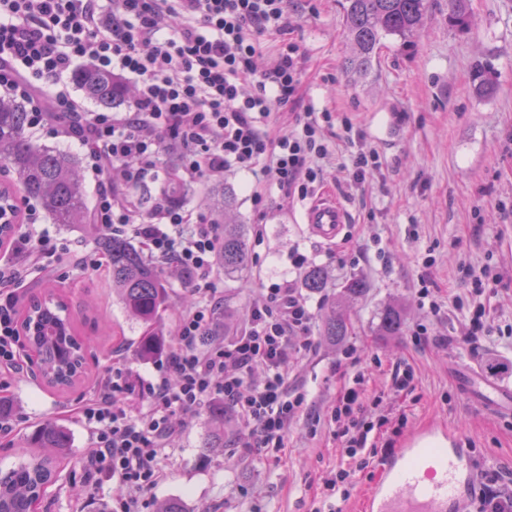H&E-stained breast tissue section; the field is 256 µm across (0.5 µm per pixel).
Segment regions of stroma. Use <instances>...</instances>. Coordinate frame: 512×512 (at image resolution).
I'll use <instances>...</instances> for the list:
<instances>
[{
  "mask_svg": "<svg viewBox=\"0 0 512 512\" xmlns=\"http://www.w3.org/2000/svg\"><path fill=\"white\" fill-rule=\"evenodd\" d=\"M472 23L460 29L448 23L446 0H433L417 35L404 42L382 39L377 65L364 76L348 71L353 52L344 33L341 0H288L292 37L305 57L302 108L329 111L324 132L333 154L323 164L319 192H333L343 204L348 224L343 234L325 242L308 231L305 202H283L270 194L262 204L251 195V178L231 173L220 182L191 189L186 206L212 215L219 224L241 225L249 238V262L235 277L217 275L215 286L233 319L229 332L250 320L263 290L283 280H299L290 253L299 250L322 267L327 286L309 295L315 316L354 276L369 283L365 297L350 306L348 344L355 358L343 361L341 347L316 336V350L289 364L288 386L317 404L320 418L300 417L287 448L262 453L236 447L241 426L229 420L225 448L205 446L210 423L206 408L174 419L177 427L167 449L158 484L143 496L144 512L179 499L185 512H312L323 481L340 463L333 439L331 401L345 371L371 373L362 394L364 418L380 435L377 456L355 473L344 512H363L375 474L392 452L418 429L442 425L467 438L478 465L477 484L485 486L493 470L512 473V412L480 408L463 386L467 373H488L492 364L510 365L512 381V0H468ZM484 64L493 83L480 94L471 78ZM362 134V145L378 152L381 167L363 184L348 186L346 165L355 151L347 131ZM490 265L499 281L482 301L498 335L473 348L466 336L473 303L463 280L465 269ZM170 303L159 325L173 338L174 325L195 292L177 269H165ZM459 307L431 315L421 306V291ZM18 311L30 299L52 292L68 304L86 357V369L71 387L53 389L29 369L0 386L9 398L15 428L0 435V471L17 460L28 434L48 420L70 434L71 446L48 487L38 512H116L119 492L108 480L88 483L82 462L92 435L78 407L92 397L114 363L150 377L156 358H142L136 346L144 331L112 292L107 268L29 270ZM404 308L402 335L377 330L385 305ZM428 343L416 344L418 328ZM413 371L410 392L384 395L395 366ZM382 406H375L376 396Z\"/></svg>",
  "mask_w": 512,
  "mask_h": 512,
  "instance_id": "stroma-1",
  "label": "stroma"
}]
</instances>
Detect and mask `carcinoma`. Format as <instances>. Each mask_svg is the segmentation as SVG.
Instances as JSON below:
<instances>
[{
	"instance_id": "obj_1",
	"label": "carcinoma",
	"mask_w": 512,
	"mask_h": 512,
	"mask_svg": "<svg viewBox=\"0 0 512 512\" xmlns=\"http://www.w3.org/2000/svg\"><path fill=\"white\" fill-rule=\"evenodd\" d=\"M430 0H344L345 34L354 49L348 70L372 71L377 51L385 36L412 37L430 12ZM448 22L467 27L470 24L466 0H448ZM75 83L87 98L103 105L130 102L127 86L91 66L78 69ZM27 111L23 103L0 98V163L24 197L35 201L55 224L66 227L89 225V209L82 186L79 163L69 155L34 143L26 133ZM100 251L109 259L114 288L124 309L146 325L138 342L143 357L158 353L164 343L156 326L159 310L167 302L162 269L148 261L143 252L120 235L95 232ZM219 257L224 275L242 273L248 265V244L240 225H224ZM303 287L311 294L326 286L325 271L316 265L305 270ZM369 290L368 282L355 276L342 287L341 298L326 317L322 333L338 344L349 335L350 316L346 301L361 298ZM26 339L40 355L42 382L51 388L73 385L76 364L82 360L83 347L75 336L68 305L60 297L48 294L32 302L25 313ZM404 326L402 307L388 304L380 313L378 330L383 336H398ZM211 430L208 447L224 449L226 410L224 402L209 405ZM31 450L22 452V460L0 476V512H31L32 503L44 487L52 483L56 463L70 447L66 429L47 422L28 439Z\"/></svg>"
}]
</instances>
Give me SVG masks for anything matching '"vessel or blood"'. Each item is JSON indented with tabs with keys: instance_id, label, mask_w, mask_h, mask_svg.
I'll use <instances>...</instances> for the list:
<instances>
[{
	"instance_id": "b4317fda",
	"label": "vessel or blood",
	"mask_w": 512,
	"mask_h": 512,
	"mask_svg": "<svg viewBox=\"0 0 512 512\" xmlns=\"http://www.w3.org/2000/svg\"><path fill=\"white\" fill-rule=\"evenodd\" d=\"M304 222L313 235L332 241L347 222L346 211L333 198L322 197L304 211ZM482 405L512 410V387L483 376L466 384ZM464 441L431 427L409 437L383 464L367 497L365 512H465L476 484L468 464Z\"/></svg>"
}]
</instances>
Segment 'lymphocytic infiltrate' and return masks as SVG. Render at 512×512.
<instances>
[{
  "mask_svg": "<svg viewBox=\"0 0 512 512\" xmlns=\"http://www.w3.org/2000/svg\"><path fill=\"white\" fill-rule=\"evenodd\" d=\"M288 0H0V91L28 106L30 131L75 140L96 179L90 223L136 238L147 257L187 271L198 298L178 317L165 365L146 378L123 366L82 410L94 436L83 468L120 488V512H142L141 495L162 473L176 413L221 400L245 426L240 448L280 449L300 416L315 418L288 387L289 360L314 349L313 312L293 283H274L245 330L201 349L215 314V257L222 234L213 219L162 190L149 209L131 188L158 177L161 150L178 158L173 187L220 181L245 171L255 201L268 182L283 200H305L332 150L330 113L300 112L304 56L283 40L273 65L258 70V38L289 31ZM89 65L130 81L121 112H91L66 79ZM50 235L21 232L0 264V373H19L21 335L14 285L29 268L70 258ZM369 380L359 371L331 405L333 436L347 466L325 479L314 512H343L348 480L375 451L371 424L356 421Z\"/></svg>",
  "mask_w": 512,
  "mask_h": 512,
  "instance_id": "lymphocytic-infiltrate-1",
  "label": "lymphocytic infiltrate"
}]
</instances>
